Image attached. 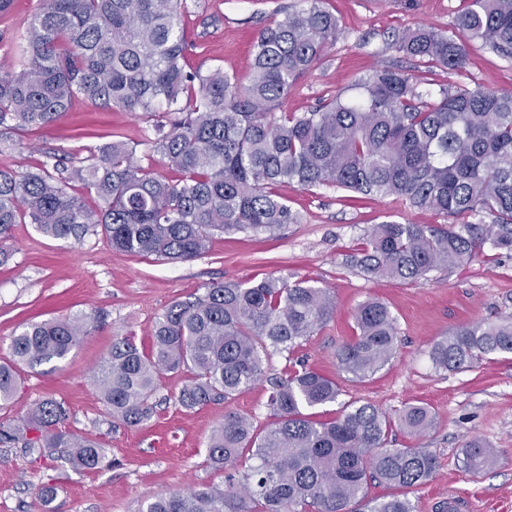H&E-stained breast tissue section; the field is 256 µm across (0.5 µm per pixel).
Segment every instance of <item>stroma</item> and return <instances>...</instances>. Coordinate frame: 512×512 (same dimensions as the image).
Here are the masks:
<instances>
[{
	"instance_id": "obj_1",
	"label": "stroma",
	"mask_w": 512,
	"mask_h": 512,
	"mask_svg": "<svg viewBox=\"0 0 512 512\" xmlns=\"http://www.w3.org/2000/svg\"><path fill=\"white\" fill-rule=\"evenodd\" d=\"M204 2L182 22L189 68L205 72L221 66L244 80L257 31L279 7L296 0ZM36 3L13 0L10 11L0 16V71L13 69L9 45L24 31ZM325 7L336 16L342 34L325 59L297 82L284 111H309L338 92L355 97L358 81L377 66L413 69V61L392 48L393 35L420 26L451 30L463 4L325 0ZM425 78L436 88L512 90V61L472 41L462 73L436 67ZM113 133L144 143L155 134L154 122L78 100L50 128L13 132L0 144V167L23 172L48 152L84 160L90 147ZM275 191L300 212L301 223L274 235H215L205 254L185 262L115 251L96 231L63 241L34 225H15L7 243L11 256L0 265V360L9 358L13 334L28 323L84 314L95 315L97 322L64 360L20 367L13 399L0 406V422L16 421L34 402L53 397L69 411L63 430L98 440L106 456L95 470H75L60 459L49 470L26 449L0 447V512H138L143 502L162 493L201 485L223 488V472L206 462L213 430L228 413L266 428L273 420L270 381L299 361L338 380L342 401L369 402L392 417L408 404L431 407L436 427L429 435L414 437L397 428L390 437L392 447L424 448L438 458L433 477L409 493L415 512H442L451 500L463 501L465 512H512V355L461 372L435 370L429 358L433 343L448 332L512 313V253L479 257L418 283L373 279L346 262L372 225L442 224L445 216L336 188L302 190L283 184ZM269 276L309 278L330 288L336 300L333 318L293 351H269L263 377L228 401L184 409L176 397L189 374L166 371L150 421L127 427L112 419L94 376L116 337L130 335L138 346L149 347L156 321L173 301L201 293L212 282ZM372 298L385 302L396 320L397 353L374 376L351 382L342 379L336 354L355 334L354 311ZM473 438L495 452L494 464L477 477L461 463V450ZM49 475L57 492L44 505L34 490Z\"/></svg>"
}]
</instances>
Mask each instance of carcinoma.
<instances>
[{"label":"carcinoma","instance_id":"cac0c4a2","mask_svg":"<svg viewBox=\"0 0 512 512\" xmlns=\"http://www.w3.org/2000/svg\"><path fill=\"white\" fill-rule=\"evenodd\" d=\"M301 2L259 29L243 83L222 67L187 69L181 22L201 8L198 0H38L15 45L20 71L0 72V138L53 125L79 99L148 117L163 105L147 157L178 178L140 164L139 143L120 135L87 165L49 154L26 172L0 169V264L10 257L4 243L17 224L61 240L99 228L119 252L192 260L217 233L272 235L300 223L273 191L282 183L463 217L457 224L374 225L351 256L373 277L415 283L489 251L512 252V91L447 86L434 94L416 76L381 68L359 81L355 99L338 93L308 112H282L292 86L341 34L323 0ZM471 40L511 58L512 0H466L452 34L417 28L399 34L393 47L425 67L461 73ZM76 184L93 204L72 193ZM335 308L330 290L306 279L213 283L169 305L154 325L150 352L131 336L115 340L96 386L112 416L131 427L152 417L164 371L190 373L177 397L187 410L225 401L261 378L262 352L295 348ZM354 322L356 336L337 363L361 382L391 362L397 330L378 299L362 303ZM94 323L91 316L51 319L15 334L10 360L0 363V405L16 393L19 365L65 359ZM499 354H512V314L460 327L430 350L433 365L448 371ZM340 395L336 380L303 365L289 369L272 382L275 420L266 430L226 414L213 431L208 462L225 472L224 489L158 495L143 512H413L407 494L429 480L437 458L424 448H391L389 434L398 425L426 435L435 427L430 407L409 404L395 422L370 403H344L330 421L310 412ZM67 416L63 403L44 398L21 422H0V446L40 458L63 448L72 468H99L104 449L59 428ZM462 455L474 475L493 460L478 439ZM372 482L390 493L367 498Z\"/></svg>","mask_w":512,"mask_h":512}]
</instances>
